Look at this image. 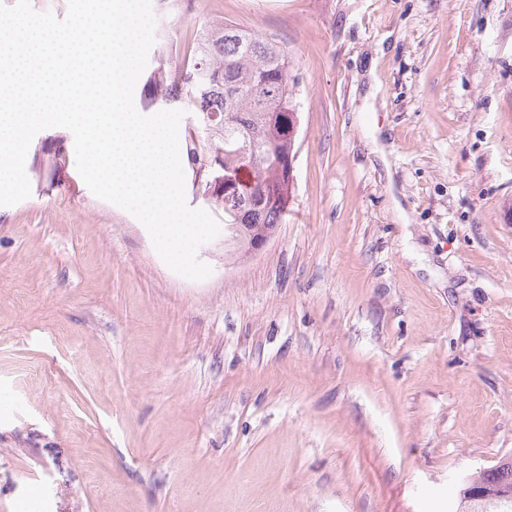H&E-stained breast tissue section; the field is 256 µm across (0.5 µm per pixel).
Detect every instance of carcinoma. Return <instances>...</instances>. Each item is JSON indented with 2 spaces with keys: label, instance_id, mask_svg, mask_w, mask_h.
I'll return each mask as SVG.
<instances>
[{
  "label": "carcinoma",
  "instance_id": "obj_1",
  "mask_svg": "<svg viewBox=\"0 0 512 512\" xmlns=\"http://www.w3.org/2000/svg\"><path fill=\"white\" fill-rule=\"evenodd\" d=\"M197 36L189 66L173 76L158 62L146 79L144 95L195 114L185 155L191 171L202 172L197 187L215 193V202L224 209V238H233L240 229L252 244L285 223L290 195H272L280 165L295 155L296 141L288 137L287 127L288 114L296 111L298 78L278 42L237 24L213 19ZM236 165L246 170L250 185L226 201L224 168ZM457 498L458 512H512V502L473 499L460 489Z\"/></svg>",
  "mask_w": 512,
  "mask_h": 512
}]
</instances>
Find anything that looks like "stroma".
Listing matches in <instances>:
<instances>
[{
	"mask_svg": "<svg viewBox=\"0 0 512 512\" xmlns=\"http://www.w3.org/2000/svg\"><path fill=\"white\" fill-rule=\"evenodd\" d=\"M299 79L258 253L171 270L49 128L0 206V512H454L512 457V0H178ZM382 154H375V147Z\"/></svg>",
	"mask_w": 512,
	"mask_h": 512,
	"instance_id": "obj_1",
	"label": "stroma"
}]
</instances>
